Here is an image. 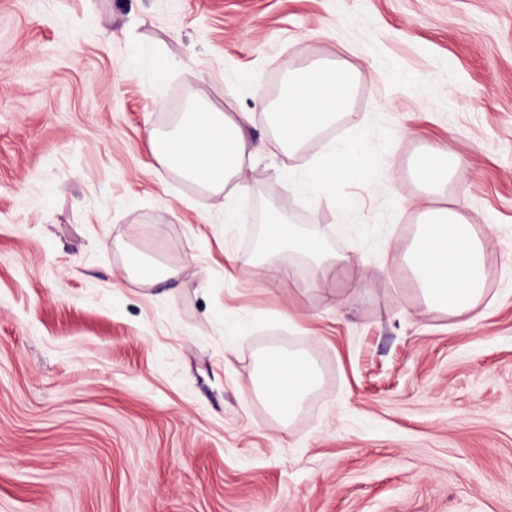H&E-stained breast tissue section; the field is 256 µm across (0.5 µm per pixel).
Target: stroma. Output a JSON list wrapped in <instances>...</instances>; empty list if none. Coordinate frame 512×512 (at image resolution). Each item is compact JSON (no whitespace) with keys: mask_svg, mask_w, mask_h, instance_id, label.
<instances>
[{"mask_svg":"<svg viewBox=\"0 0 512 512\" xmlns=\"http://www.w3.org/2000/svg\"><path fill=\"white\" fill-rule=\"evenodd\" d=\"M317 61L354 73L353 117L257 157L241 223L154 160L176 111L259 110ZM360 139L383 163L350 213L295 190ZM443 145L440 202L495 227L473 323L397 258ZM265 196L352 267L267 287ZM130 249L178 277L139 283ZM271 349L321 374L285 427L252 386ZM0 512H512V0H0ZM457 164L458 159L450 147H438L419 157L416 175L427 189L436 192L447 184L448 175Z\"/></svg>","mask_w":512,"mask_h":512,"instance_id":"stroma-1","label":"stroma"}]
</instances>
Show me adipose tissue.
Wrapping results in <instances>:
<instances>
[{
	"instance_id": "adipose-tissue-1",
	"label": "adipose tissue",
	"mask_w": 512,
	"mask_h": 512,
	"mask_svg": "<svg viewBox=\"0 0 512 512\" xmlns=\"http://www.w3.org/2000/svg\"><path fill=\"white\" fill-rule=\"evenodd\" d=\"M353 90L351 73L341 67L317 64L288 79L281 97L268 113L276 127L274 140L248 145L246 127L256 113L227 116L199 109L186 115L167 132L149 131L148 140L157 163L177 170L208 191L223 190L230 179H243L254 156L278 149H297L315 139L331 122L348 117ZM372 158L362 143L349 142L329 149L325 157L292 171L298 190L326 198L338 213H346L351 197L340 190L344 174L363 168ZM458 159L450 147L422 154L416 165L418 179L430 191L448 182ZM493 234L491 225L477 227L448 207H422L418 230L401 258L418 285L424 305L451 317L474 311L485 298V250ZM294 254L315 269L346 263V256L327 249L317 234H303L294 225L273 220L261 246L265 259ZM319 384L318 372L305 352H266L254 381L270 412L289 423Z\"/></svg>"
}]
</instances>
